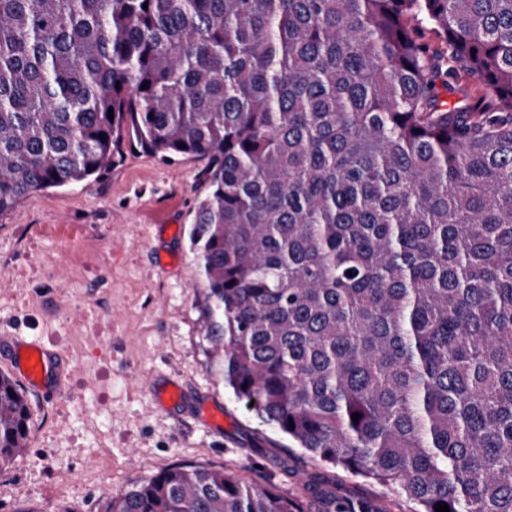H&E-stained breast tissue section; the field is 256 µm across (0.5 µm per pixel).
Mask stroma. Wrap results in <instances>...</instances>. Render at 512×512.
Listing matches in <instances>:
<instances>
[{
  "instance_id": "1",
  "label": "stroma",
  "mask_w": 512,
  "mask_h": 512,
  "mask_svg": "<svg viewBox=\"0 0 512 512\" xmlns=\"http://www.w3.org/2000/svg\"><path fill=\"white\" fill-rule=\"evenodd\" d=\"M203 167L132 150L102 174L33 192L0 214V336L70 360L64 395L27 396L28 450L0 466V512H96V462L111 464L116 495L189 463L301 504L304 475L319 474L379 512H411L406 498L314 462L212 375L188 238ZM154 381L192 388L198 416L176 420L157 404ZM213 415L221 428L208 425Z\"/></svg>"
}]
</instances>
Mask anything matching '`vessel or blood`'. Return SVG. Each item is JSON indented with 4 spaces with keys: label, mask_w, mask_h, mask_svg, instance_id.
<instances>
[{
    "label": "vessel or blood",
    "mask_w": 512,
    "mask_h": 512,
    "mask_svg": "<svg viewBox=\"0 0 512 512\" xmlns=\"http://www.w3.org/2000/svg\"><path fill=\"white\" fill-rule=\"evenodd\" d=\"M0 356L6 357L16 374L33 391L47 398L63 392V376L67 368L65 357L38 343L1 337ZM164 401L178 405L181 413L195 415L197 402L184 387L175 385L166 390Z\"/></svg>",
    "instance_id": "b4317fda"
}]
</instances>
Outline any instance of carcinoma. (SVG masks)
I'll use <instances>...</instances> for the list:
<instances>
[{"instance_id": "obj_1", "label": "carcinoma", "mask_w": 512, "mask_h": 512, "mask_svg": "<svg viewBox=\"0 0 512 512\" xmlns=\"http://www.w3.org/2000/svg\"><path fill=\"white\" fill-rule=\"evenodd\" d=\"M127 148L205 160L237 401L412 512H512V0H0V214ZM28 424L0 372V466ZM310 493L176 464L100 512H376Z\"/></svg>"}]
</instances>
